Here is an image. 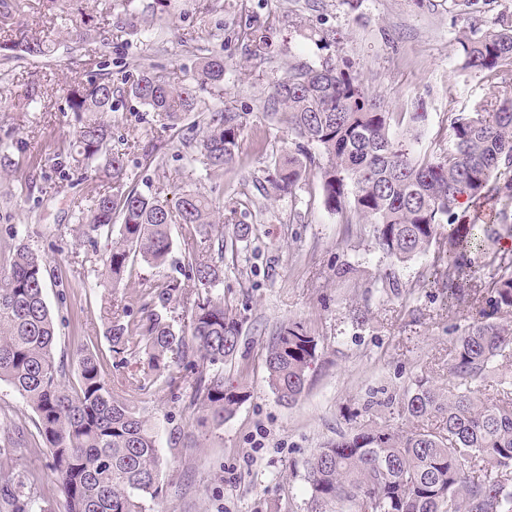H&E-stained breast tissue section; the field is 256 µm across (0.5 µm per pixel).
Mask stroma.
<instances>
[{"label": "stroma", "mask_w": 512, "mask_h": 512, "mask_svg": "<svg viewBox=\"0 0 512 512\" xmlns=\"http://www.w3.org/2000/svg\"><path fill=\"white\" fill-rule=\"evenodd\" d=\"M150 0H24L0 21V137L14 138L12 171L0 172V265L18 243L46 264V301L58 324L57 347L95 350L112 385L137 371L133 355L115 354L104 335L101 300L113 296L140 319L136 296L162 275L136 265L126 285L112 288L101 275L110 246L77 240L80 205L104 187L101 174L62 168L77 124L67 89L98 68L114 85L129 86L144 71L163 67L192 73L199 48L223 55L224 84L198 89L209 105L235 112L243 125L235 164L222 178L207 179L201 160L182 145L185 126L168 131L154 112L127 96L105 122L112 149L123 153L127 183L177 197L201 191L223 207L234 198V221L251 229L247 241L224 253V279L213 288L240 321L235 352L224 361V383L244 395L233 415L216 428L198 427L189 406L190 374L165 380L141 395L138 408L154 430L162 458L164 497L147 512H310L306 462L326 442L361 425L404 426L400 401L425 378L447 387L450 341L466 330V304H452L430 258L391 266L375 251L370 227L344 224L323 202L316 175L292 194L270 197L275 158L296 153L299 140L283 109L273 108L275 85L300 63L319 65L344 56L360 69L387 110L421 109L419 149L452 144L448 116L480 101L512 96V82L493 84L459 69L452 0H169L152 14ZM136 31L118 27L121 13ZM23 29L55 48L33 58L9 48L10 32ZM335 34L320 40L322 31ZM37 93L38 110L24 107ZM157 152L145 155L142 144ZM34 190L24 191L25 176ZM394 272L399 292L383 277ZM298 323L317 343L310 385L300 401H278L265 359L281 326ZM37 417L7 383L0 382V438L4 423L24 431L20 447L28 471L39 475L49 512H64L51 476V459L36 428Z\"/></svg>", "instance_id": "35a3bbf8"}]
</instances>
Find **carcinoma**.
I'll list each match as a JSON object with an SVG mask.
<instances>
[{
	"label": "carcinoma",
	"instance_id": "carcinoma-1",
	"mask_svg": "<svg viewBox=\"0 0 512 512\" xmlns=\"http://www.w3.org/2000/svg\"><path fill=\"white\" fill-rule=\"evenodd\" d=\"M490 0H460L465 23L457 38L460 69L493 82L512 80V12L486 18ZM33 57L51 45L32 37L18 40ZM224 82V59L206 54L193 76L146 71L128 87L108 72L70 86L68 109L78 122L72 160L103 167L112 178L78 211V236L111 244L102 271L117 285L134 264L164 267L173 252L172 226L183 242L179 271L198 292L187 324L175 331L173 303L184 297L181 281L167 277L139 297L142 320L130 307L105 299L103 318L111 351H132L140 371L122 393L105 380L90 349L77 352L78 381L70 385L67 362L57 354V326L45 299L44 263L18 243L0 267V382L21 396L37 416L52 472L66 512H146V500L163 494L161 455L153 430L136 410V396L173 368L194 375L190 404L202 410L198 423L219 428L235 411L240 392L224 386L220 371L235 351L240 328L210 288L224 276V238L212 199L188 191L175 200L125 187L123 154L109 147L102 115L117 98L130 95L149 107L163 128L174 129L197 114L206 128L197 143L207 176L221 178L240 147L242 124L233 112L201 105L197 89ZM273 99L288 109L294 133L319 148L324 205L347 224H368L374 248L391 263H407L434 251L448 299L465 298L464 280L480 259L489 267L473 323L448 348L455 383L443 389L421 378L406 391L401 410L411 427L367 425L341 434L317 449L306 464L311 512H512V383H499L490 403L470 384L512 350V253L495 249L512 238V98L488 100L450 119L453 146L429 155L397 134L417 124L418 112H390L368 92L354 62L342 56L319 66L298 64L275 88ZM186 144V148L195 147ZM314 163L311 156L278 160L269 178L271 196L292 192ZM491 198L498 205L483 224L459 223L463 206ZM118 218L121 224L114 225ZM449 226L441 237L442 226ZM317 344L300 325L280 329L266 359L268 382L278 401L295 404L308 386L307 371ZM37 478L22 464L0 471V512H46L41 496L25 491Z\"/></svg>",
	"mask_w": 512,
	"mask_h": 512
}]
</instances>
